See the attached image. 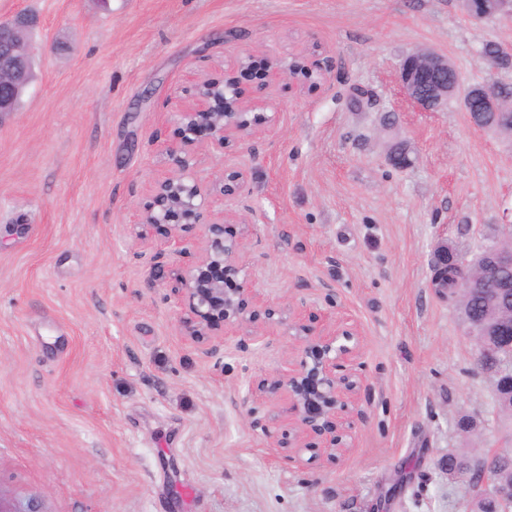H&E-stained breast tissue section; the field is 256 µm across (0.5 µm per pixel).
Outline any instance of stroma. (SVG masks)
Returning <instances> with one entry per match:
<instances>
[{
	"label": "stroma",
	"mask_w": 512,
	"mask_h": 512,
	"mask_svg": "<svg viewBox=\"0 0 512 512\" xmlns=\"http://www.w3.org/2000/svg\"><path fill=\"white\" fill-rule=\"evenodd\" d=\"M22 9L40 25L36 77L0 117V512H467L449 454L510 449L512 429L456 301L428 286L429 254L512 236V138L456 99L412 106L398 72L428 50L461 87L512 85L482 54L512 47V18L459 0H0V20ZM242 49H308L326 74L301 96L277 83L275 134L206 166L249 171L256 287L361 326L366 422L338 463L285 462L241 404L287 338L182 336L150 269L194 260L199 225L178 258L131 232L180 138V85ZM397 143L411 166L389 164Z\"/></svg>",
	"instance_id": "obj_1"
}]
</instances>
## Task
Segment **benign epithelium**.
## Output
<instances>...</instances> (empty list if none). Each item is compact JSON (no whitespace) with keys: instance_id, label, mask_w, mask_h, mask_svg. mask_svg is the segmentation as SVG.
I'll list each match as a JSON object with an SVG mask.
<instances>
[{"instance_id":"benign-epithelium-1","label":"benign epithelium","mask_w":512,"mask_h":512,"mask_svg":"<svg viewBox=\"0 0 512 512\" xmlns=\"http://www.w3.org/2000/svg\"><path fill=\"white\" fill-rule=\"evenodd\" d=\"M512 0H478L467 14L477 20L493 14ZM38 17L21 11L0 20V117L16 111L18 92L33 80L30 52L18 49L19 32L39 26ZM251 56L239 52L231 66L190 76L182 89L185 101L172 112L181 129L180 141L161 150L166 166L163 176L150 185L152 200L138 214L133 225L135 238L144 245L154 240L174 256L186 253L180 220L209 212L202 225L196 260L173 265L172 294L187 309L180 318L181 333L192 344L208 345L226 336H237L243 344H269L272 336H286L296 346L298 356L282 368L254 379L241 403L254 415L261 407L264 415L254 420L269 440L270 447L289 461L303 462L326 456L338 461L353 448L365 422L361 408L362 392L368 387L363 373V338L357 322L342 318L331 325L321 322L317 313L284 306L267 299L254 287L252 272L243 261L245 240L257 233L250 210L234 207L248 178L245 167L224 168L220 175L207 172L199 156L210 148L230 156L247 142L275 132L280 113L275 111L271 81L243 85L236 73L249 70ZM272 81L284 78L297 91L319 86L326 74L304 56L276 58L267 63ZM454 68L447 58L415 51L401 63L399 83L405 97L425 110H431L457 93ZM430 88L429 96L422 89ZM466 112L499 115L501 104L488 84L469 86L461 94ZM272 109L262 118H248L255 107ZM222 208L215 210V201ZM241 226L239 236H224V226ZM458 254L440 241L431 258L432 279L448 275L450 261ZM512 271V244L489 249L481 267L469 277L465 289L481 297H494L512 289L507 277ZM240 276L237 288L224 287V278ZM491 344L476 347L474 365L483 372L496 358L512 355V307L490 323ZM498 404L512 406V368L506 367L493 378ZM288 401V430L280 431L277 401ZM473 498L493 501L498 512L512 507V483L496 475H485L470 483Z\"/></svg>"}]
</instances>
